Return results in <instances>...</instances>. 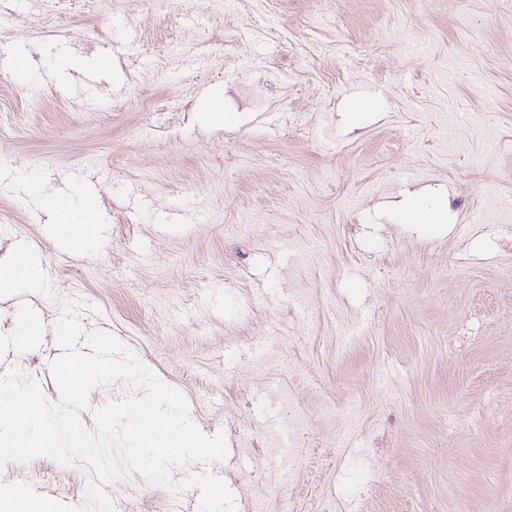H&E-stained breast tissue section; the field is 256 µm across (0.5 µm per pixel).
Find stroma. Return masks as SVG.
Instances as JSON below:
<instances>
[{"label": "stroma", "instance_id": "stroma-1", "mask_svg": "<svg viewBox=\"0 0 512 512\" xmlns=\"http://www.w3.org/2000/svg\"><path fill=\"white\" fill-rule=\"evenodd\" d=\"M142 20L133 0H0L7 47L30 45L0 104V260L26 243L43 276L0 295V376L58 401L60 302L83 333L117 336L179 390L228 455L174 470L221 472L237 512H512V237L461 223L482 190L475 161L512 181V152L469 130L512 126V0H272L226 18L197 0ZM131 57L92 73L102 43ZM237 57L221 66L225 42ZM288 76L309 137L268 109L256 74ZM55 83H46L45 73ZM93 74V73H92ZM148 95L158 110L140 111ZM369 108H349L351 97ZM269 160L254 182L241 155ZM39 178L41 202L20 192ZM105 180L102 207L86 187ZM69 208L55 214L60 193ZM202 223L159 224L174 204ZM70 224H90L81 245ZM475 250L451 266L462 242ZM265 288L259 300L256 288ZM42 336L25 354L22 314ZM91 470L40 456L0 468L72 506ZM117 512H198L130 473Z\"/></svg>", "mask_w": 512, "mask_h": 512}]
</instances>
